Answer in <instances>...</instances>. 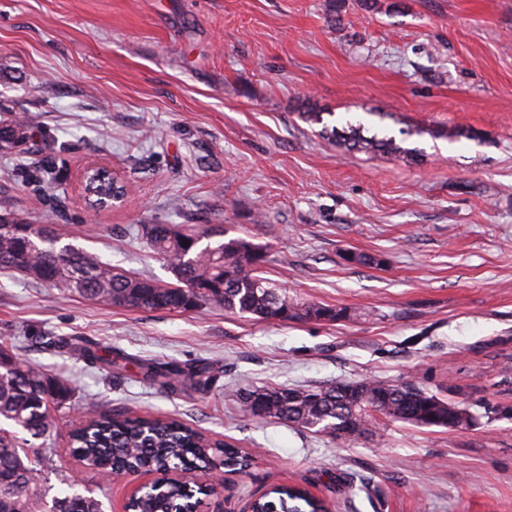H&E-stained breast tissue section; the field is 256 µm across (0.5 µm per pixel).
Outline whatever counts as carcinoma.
<instances>
[{
	"label": "carcinoma",
	"mask_w": 512,
	"mask_h": 512,
	"mask_svg": "<svg viewBox=\"0 0 512 512\" xmlns=\"http://www.w3.org/2000/svg\"><path fill=\"white\" fill-rule=\"evenodd\" d=\"M310 123L323 124L321 133L337 140L348 151L393 154L412 160L422 155L392 137L363 134L362 124L339 129L323 123V113L305 112ZM151 248L171 267L177 283L160 284L150 278L131 276L101 262L72 244L59 245L51 226L42 224L27 231L26 225L0 216V269L10 270L39 283L84 299L140 310L187 311L218 306L226 311L251 315L267 323L308 319L334 322L347 311L300 302L288 297L262 276L264 252L244 238L220 240L224 232L206 225L180 228L173 224H146ZM188 245H183V242ZM83 358L112 372V359L85 344ZM195 388L209 389L204 367L184 371L178 367L144 365V378L173 389L182 376ZM70 388L35 365L20 362L0 343V512H102L93 495L73 489L69 478L60 479L66 489L48 497L45 471L52 461L49 448H29L25 439L8 429L14 425L34 439L50 438L56 423L49 409L66 404ZM263 410V417L285 421L300 430L330 435L343 434L350 441L375 435L374 422L382 416L419 426H457L473 419L469 410L411 384L362 379L325 386H267L240 393ZM73 453L93 470L148 467L161 474V495L145 493L135 512H185L190 507L189 486L167 482L171 469L222 468L246 462L236 448L222 441L207 443L200 434L176 419L134 417L102 411L72 435ZM259 512H321L300 488L273 490L258 502Z\"/></svg>",
	"instance_id": "cac0c4a2"
}]
</instances>
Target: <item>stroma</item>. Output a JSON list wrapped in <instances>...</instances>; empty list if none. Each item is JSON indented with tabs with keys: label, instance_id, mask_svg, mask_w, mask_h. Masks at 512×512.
<instances>
[{
	"label": "stroma",
	"instance_id": "stroma-1",
	"mask_svg": "<svg viewBox=\"0 0 512 512\" xmlns=\"http://www.w3.org/2000/svg\"><path fill=\"white\" fill-rule=\"evenodd\" d=\"M363 123L418 160L321 137ZM41 140L0 153V213L141 277L175 276L145 224H218L264 249V275L346 319L260 322L203 307L107 306L0 273V338L68 381L53 470L121 512L126 475L71 452L88 398L174 416L251 454L196 512H244L276 485L332 512H512V0H0V126ZM322 122V123H323ZM463 130L455 141L440 130ZM120 174L93 212L81 177ZM47 336L98 346L114 374ZM146 363L207 366L168 392ZM412 384L468 408L451 431L380 421L349 442L260 420L241 387Z\"/></svg>",
	"mask_w": 512,
	"mask_h": 512
}]
</instances>
